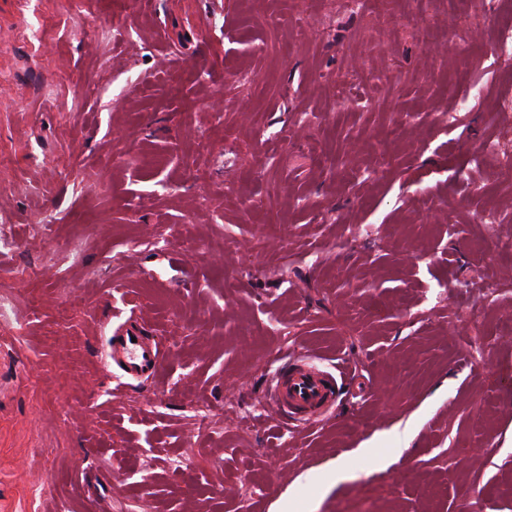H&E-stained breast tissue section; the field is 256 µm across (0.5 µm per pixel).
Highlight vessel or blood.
I'll return each mask as SVG.
<instances>
[{"instance_id": "1", "label": "vessel or blood", "mask_w": 512, "mask_h": 512, "mask_svg": "<svg viewBox=\"0 0 512 512\" xmlns=\"http://www.w3.org/2000/svg\"><path fill=\"white\" fill-rule=\"evenodd\" d=\"M109 357L128 376L138 378L156 372L162 352L140 329L133 328L113 337ZM347 372L342 365L332 374L319 370L307 357L284 354L277 360L268 403L285 422L311 424L323 420L336 400L337 378Z\"/></svg>"}]
</instances>
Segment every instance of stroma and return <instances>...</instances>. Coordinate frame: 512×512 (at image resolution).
I'll return each mask as SVG.
<instances>
[{"mask_svg": "<svg viewBox=\"0 0 512 512\" xmlns=\"http://www.w3.org/2000/svg\"><path fill=\"white\" fill-rule=\"evenodd\" d=\"M112 2L0 0V512H512V0L462 52L394 6ZM285 350L356 368L318 425L266 404ZM132 337L136 342H132ZM128 376L139 378L153 375L162 359L159 346L144 336L139 328H131L118 336H112V350L107 358Z\"/></svg>", "mask_w": 512, "mask_h": 512, "instance_id": "obj_1", "label": "stroma"}]
</instances>
